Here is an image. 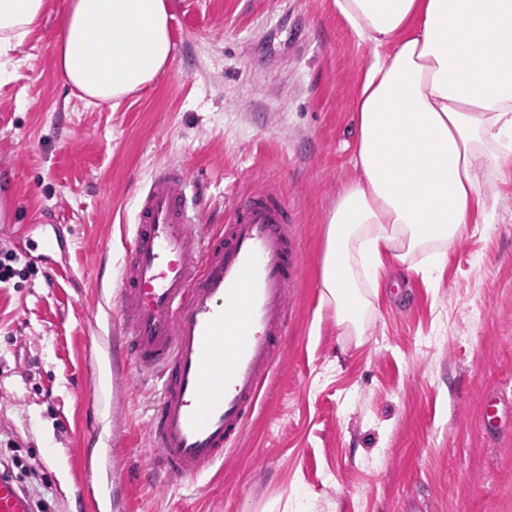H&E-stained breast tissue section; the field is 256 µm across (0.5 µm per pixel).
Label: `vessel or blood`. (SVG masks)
Segmentation results:
<instances>
[{
  "label": "vessel or blood",
  "mask_w": 512,
  "mask_h": 512,
  "mask_svg": "<svg viewBox=\"0 0 512 512\" xmlns=\"http://www.w3.org/2000/svg\"><path fill=\"white\" fill-rule=\"evenodd\" d=\"M202 215L183 167L155 169L115 278L121 356L157 388L147 470L169 484L197 480L241 439L288 334L301 260L277 192L238 195L214 227ZM0 512L33 509L0 479Z\"/></svg>",
  "instance_id": "vessel-or-blood-1"
}]
</instances>
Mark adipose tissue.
Here are the masks:
<instances>
[{
    "instance_id": "ef3b65f1",
    "label": "adipose tissue",
    "mask_w": 512,
    "mask_h": 512,
    "mask_svg": "<svg viewBox=\"0 0 512 512\" xmlns=\"http://www.w3.org/2000/svg\"><path fill=\"white\" fill-rule=\"evenodd\" d=\"M373 47L357 83L354 179L326 217L319 286L349 336L386 262H439L497 206L486 187L512 159V0H333ZM48 0H0L4 58L38 33ZM167 0H69L54 61L82 98L108 104L152 83L174 45Z\"/></svg>"
}]
</instances>
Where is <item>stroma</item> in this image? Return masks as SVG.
<instances>
[{
  "label": "stroma",
  "mask_w": 512,
  "mask_h": 512,
  "mask_svg": "<svg viewBox=\"0 0 512 512\" xmlns=\"http://www.w3.org/2000/svg\"><path fill=\"white\" fill-rule=\"evenodd\" d=\"M67 0L0 83V183L19 204L0 248H38L21 225L53 214L68 245L0 287V457L35 464L48 512H512V174L492 224L441 264L379 274L363 338L343 335L318 282L325 219L353 178L352 96L372 47L332 0H169L164 73L97 107L51 51ZM174 161L205 182V223L238 194L277 190L302 254L291 330L256 412L223 464L194 482L140 476L152 384L130 366L90 381L106 313L100 262L119 268L134 197Z\"/></svg>",
  "instance_id": "1"
}]
</instances>
